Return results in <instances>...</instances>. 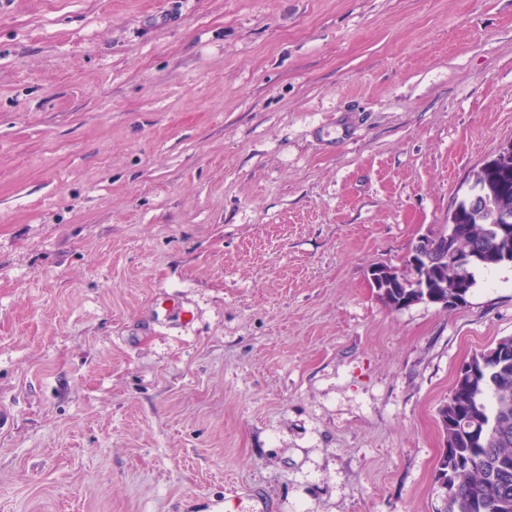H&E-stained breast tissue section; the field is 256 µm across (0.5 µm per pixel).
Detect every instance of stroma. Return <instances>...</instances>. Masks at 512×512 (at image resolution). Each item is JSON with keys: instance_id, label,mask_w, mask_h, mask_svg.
I'll return each instance as SVG.
<instances>
[{"instance_id": "stroma-1", "label": "stroma", "mask_w": 512, "mask_h": 512, "mask_svg": "<svg viewBox=\"0 0 512 512\" xmlns=\"http://www.w3.org/2000/svg\"><path fill=\"white\" fill-rule=\"evenodd\" d=\"M512 144V0H0V512H435L512 264L388 308ZM431 240H437L436 234L426 235L420 237L411 248L406 261V267L409 269V275L406 277L397 276L393 270L385 265L374 266L373 268L379 269V274H382L380 283L377 289L378 295L382 301L393 310H401L408 308L410 305L419 302H430L436 303V299L428 301L424 294L423 285H426V267L422 262L429 260V254L431 251ZM383 278L386 280L383 281ZM402 288H390L389 286H396L399 284V280ZM408 288L417 289L421 288L419 293L413 290L411 293L414 294L413 298H403ZM382 290L389 292L391 299L388 300ZM419 295V297L417 296Z\"/></svg>"}]
</instances>
